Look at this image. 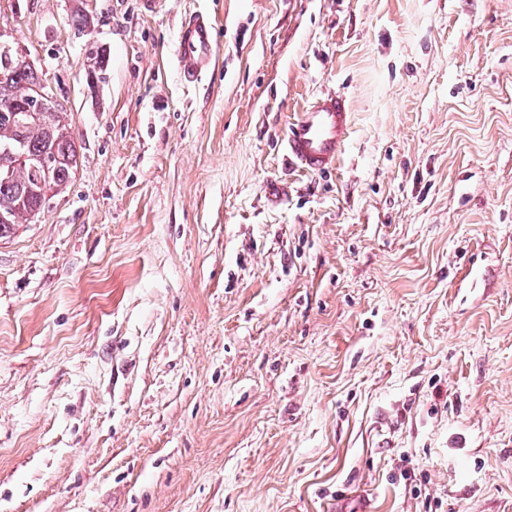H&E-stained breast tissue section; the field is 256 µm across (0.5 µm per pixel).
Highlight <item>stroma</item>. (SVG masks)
<instances>
[{"label":"stroma","instance_id":"obj_1","mask_svg":"<svg viewBox=\"0 0 512 512\" xmlns=\"http://www.w3.org/2000/svg\"><path fill=\"white\" fill-rule=\"evenodd\" d=\"M196 12L218 47L187 85ZM0 26L78 150L0 239V512H512V0ZM326 92L350 134L310 175L281 143ZM178 41L175 66L186 83H195L209 70L215 57V28L202 16L186 17L180 24Z\"/></svg>","mask_w":512,"mask_h":512}]
</instances>
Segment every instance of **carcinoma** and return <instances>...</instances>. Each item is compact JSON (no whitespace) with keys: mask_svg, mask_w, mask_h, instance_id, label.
<instances>
[{"mask_svg":"<svg viewBox=\"0 0 512 512\" xmlns=\"http://www.w3.org/2000/svg\"><path fill=\"white\" fill-rule=\"evenodd\" d=\"M0 110H19L27 92L40 83L38 71L24 64L12 51L0 47ZM21 144L41 157L34 167L15 166L12 147ZM78 166V151L59 109L52 103L38 119L17 122L0 115V239L10 237L28 214L41 211L70 184Z\"/></svg>","mask_w":512,"mask_h":512,"instance_id":"1","label":"carcinoma"}]
</instances>
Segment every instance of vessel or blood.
Here are the masks:
<instances>
[{
  "label": "vessel or blood",
  "mask_w": 512,
  "mask_h": 512,
  "mask_svg": "<svg viewBox=\"0 0 512 512\" xmlns=\"http://www.w3.org/2000/svg\"><path fill=\"white\" fill-rule=\"evenodd\" d=\"M179 52L175 66L186 83L197 82L209 70L216 54L214 26L201 16L186 17L178 30ZM350 114L343 95L327 93L309 105L289 125L283 150L288 160L304 172L332 170L349 133Z\"/></svg>",
  "instance_id": "b4317fda"
}]
</instances>
